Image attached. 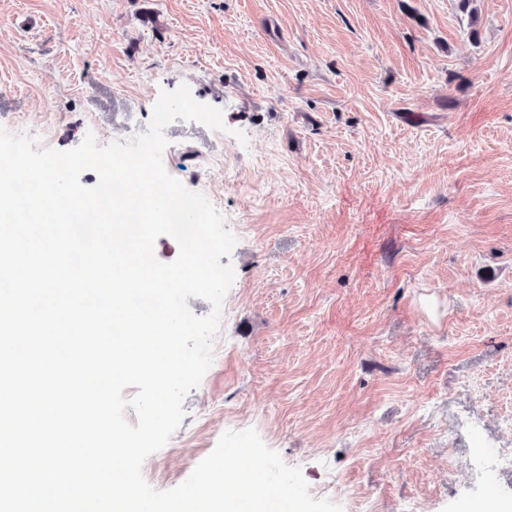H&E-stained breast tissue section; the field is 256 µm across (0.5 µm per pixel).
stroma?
<instances>
[{
    "label": "stroma",
    "mask_w": 512,
    "mask_h": 512,
    "mask_svg": "<svg viewBox=\"0 0 512 512\" xmlns=\"http://www.w3.org/2000/svg\"><path fill=\"white\" fill-rule=\"evenodd\" d=\"M237 239L213 360L144 462L254 429L343 512L512 503V0H0V126L146 131ZM246 141L235 138V131Z\"/></svg>",
    "instance_id": "35a3bbf8"
}]
</instances>
